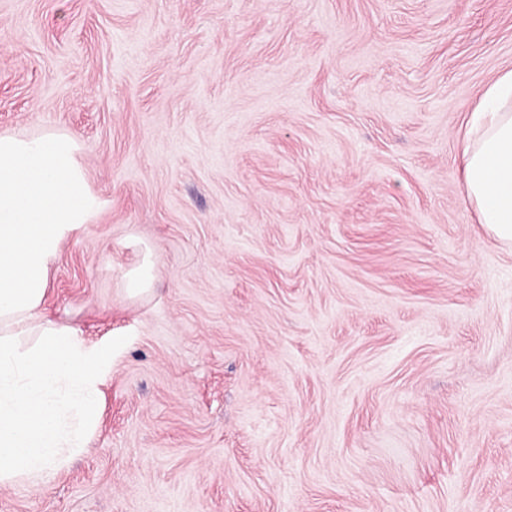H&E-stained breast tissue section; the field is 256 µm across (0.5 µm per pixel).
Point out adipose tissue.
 Returning a JSON list of instances; mask_svg holds the SVG:
<instances>
[{"instance_id": "1", "label": "adipose tissue", "mask_w": 512, "mask_h": 512, "mask_svg": "<svg viewBox=\"0 0 512 512\" xmlns=\"http://www.w3.org/2000/svg\"><path fill=\"white\" fill-rule=\"evenodd\" d=\"M461 149L467 202L493 237L512 244V70L484 91Z\"/></svg>"}]
</instances>
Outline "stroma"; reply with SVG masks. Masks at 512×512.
<instances>
[{"instance_id": "obj_1", "label": "stroma", "mask_w": 512, "mask_h": 512, "mask_svg": "<svg viewBox=\"0 0 512 512\" xmlns=\"http://www.w3.org/2000/svg\"><path fill=\"white\" fill-rule=\"evenodd\" d=\"M509 70L512 0H0V133L102 202L43 311L129 337L0 512H512V246L459 153ZM129 292L132 295H139L149 291L151 277L149 271L148 257L145 255L143 262L136 269L128 273Z\"/></svg>"}]
</instances>
